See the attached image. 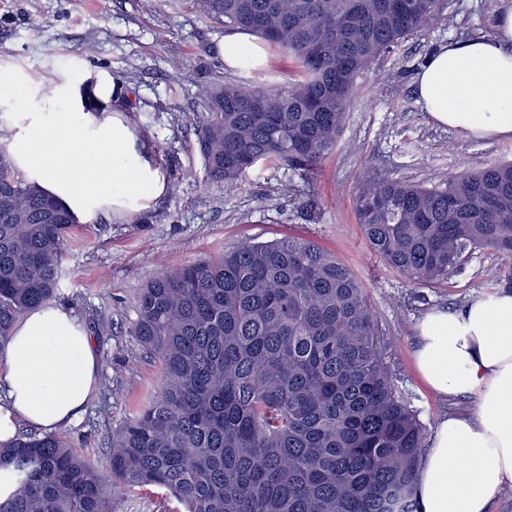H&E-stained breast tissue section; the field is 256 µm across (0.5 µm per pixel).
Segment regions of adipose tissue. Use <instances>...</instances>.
Masks as SVG:
<instances>
[{"label":"adipose tissue","mask_w":512,"mask_h":512,"mask_svg":"<svg viewBox=\"0 0 512 512\" xmlns=\"http://www.w3.org/2000/svg\"><path fill=\"white\" fill-rule=\"evenodd\" d=\"M219 53L231 70L268 63L265 42L245 32L225 35ZM416 82L437 124L471 138H512V8L500 13L494 35L438 48ZM0 151L79 224L100 214L132 223L167 189L148 137L104 69L70 63L36 79L0 67ZM418 336L415 367L428 391L472 398L473 408L439 418L415 496L423 512H488L495 495L512 488V291L498 289L453 312L432 310ZM0 360L7 386L0 441L23 423L50 430L76 418L98 367L79 319L54 304L14 326Z\"/></svg>","instance_id":"1"}]
</instances>
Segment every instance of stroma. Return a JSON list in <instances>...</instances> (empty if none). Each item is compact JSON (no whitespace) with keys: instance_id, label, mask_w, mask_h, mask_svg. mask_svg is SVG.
I'll return each instance as SVG.
<instances>
[{"instance_id":"35a3bbf8","label":"stroma","mask_w":512,"mask_h":512,"mask_svg":"<svg viewBox=\"0 0 512 512\" xmlns=\"http://www.w3.org/2000/svg\"><path fill=\"white\" fill-rule=\"evenodd\" d=\"M511 7L512 0H448L446 21L412 33L358 78L340 141L313 180L263 162L235 190L224 191L206 181L192 126L205 110V87L240 79L219 55L224 25L202 16L192 0H0V66L47 78L77 57L110 71L173 185L135 223L101 216L70 230L57 303L78 316L99 357L85 412L60 429L80 455L105 466L112 429L160 385L159 364L130 334L144 280L174 262L284 235L312 238L362 282L389 343L395 383L426 429L448 410L471 408L470 398L433 396L418 379L412 365L417 325L432 309L454 310L488 294L491 273L507 258L481 250L447 279L411 285L371 250L355 196L370 178L426 183L437 172L463 174L512 160V139L478 140L435 124L415 85L439 46L492 35L498 15ZM309 198L313 208H303ZM113 502L115 512L179 508L155 488L116 490Z\"/></svg>"}]
</instances>
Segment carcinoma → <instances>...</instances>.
<instances>
[{
	"instance_id": "obj_1",
	"label": "carcinoma",
	"mask_w": 512,
	"mask_h": 512,
	"mask_svg": "<svg viewBox=\"0 0 512 512\" xmlns=\"http://www.w3.org/2000/svg\"><path fill=\"white\" fill-rule=\"evenodd\" d=\"M277 46L301 78L281 91L206 90L194 135L208 183L261 161L308 176L335 148L357 78L440 21L448 0H195ZM372 251L410 284L476 251L512 257V160L429 184L381 179L355 199ZM69 212L0 152V353L53 300ZM131 332L162 383L112 430L107 471L56 433L0 442V512H112L116 488L156 487L182 512H421L425 428L394 382L361 282L307 237L174 263L135 297Z\"/></svg>"
}]
</instances>
